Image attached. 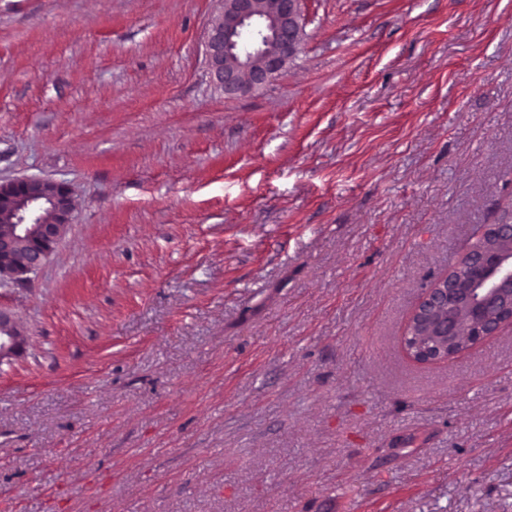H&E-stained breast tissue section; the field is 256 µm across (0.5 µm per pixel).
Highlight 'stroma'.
<instances>
[{"label":"stroma","instance_id":"obj_1","mask_svg":"<svg viewBox=\"0 0 512 512\" xmlns=\"http://www.w3.org/2000/svg\"><path fill=\"white\" fill-rule=\"evenodd\" d=\"M218 0H0V181L72 224L0 308V512H512V328L401 337L512 209V0H306L212 83ZM304 1H221L222 10L207 24L204 51L225 98L266 85L295 61L305 39ZM26 342L12 315L0 308V361L12 356Z\"/></svg>","mask_w":512,"mask_h":512}]
</instances>
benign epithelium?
Wrapping results in <instances>:
<instances>
[{"instance_id":"7a95c632","label":"benign epithelium","mask_w":512,"mask_h":512,"mask_svg":"<svg viewBox=\"0 0 512 512\" xmlns=\"http://www.w3.org/2000/svg\"><path fill=\"white\" fill-rule=\"evenodd\" d=\"M304 0H222L207 24L205 58L213 82L234 98L280 77L305 39ZM72 224V190L61 182L0 183V283L20 282L51 257ZM512 327V219L478 232L465 256L426 289L403 345L421 363ZM26 342L0 308V361Z\"/></svg>"}]
</instances>
